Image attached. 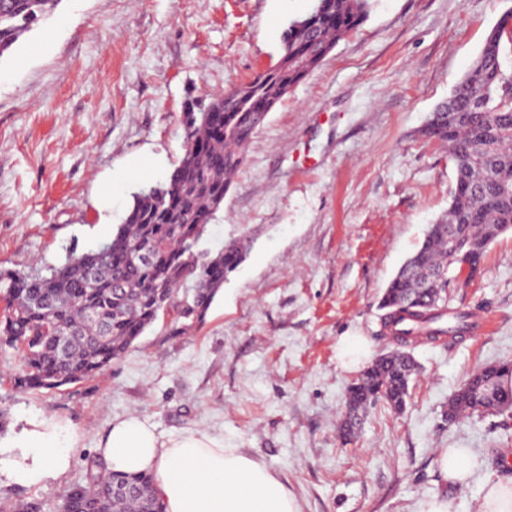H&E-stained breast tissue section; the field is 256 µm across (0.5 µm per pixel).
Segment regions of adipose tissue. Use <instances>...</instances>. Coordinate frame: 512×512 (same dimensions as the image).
Returning <instances> with one entry per match:
<instances>
[{
	"label": "adipose tissue",
	"instance_id": "obj_1",
	"mask_svg": "<svg viewBox=\"0 0 512 512\" xmlns=\"http://www.w3.org/2000/svg\"><path fill=\"white\" fill-rule=\"evenodd\" d=\"M31 464L18 476L35 481L67 462L57 426L32 431ZM98 452L107 469L150 474L165 512H299L286 484L263 462L202 429L162 437L138 416L112 421Z\"/></svg>",
	"mask_w": 512,
	"mask_h": 512
}]
</instances>
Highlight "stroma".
Wrapping results in <instances>:
<instances>
[{"mask_svg": "<svg viewBox=\"0 0 512 512\" xmlns=\"http://www.w3.org/2000/svg\"><path fill=\"white\" fill-rule=\"evenodd\" d=\"M313 0H61L41 29L0 59V271L48 275L111 240L145 185L183 154L181 113L274 66L288 24ZM512 0H373L367 21L289 90L246 159L202 245L248 232L253 248L204 322L159 319L94 379L38 393L15 382L18 352L0 343V500L60 512L85 484L87 459L115 418L139 416L168 437L207 430L262 461L300 512H416L448 495L476 512L503 475L512 417L448 423V399L475 369L512 362V232L467 287L449 280V309L484 332L413 346L422 367L403 413L371 407L357 436L337 424L357 370L342 337L371 355L395 349L378 300L423 232L448 209L455 171L418 134L472 64ZM152 168L139 175L135 161ZM123 177L112 207L97 195ZM61 424L69 466L39 483L10 464L26 435ZM475 465L444 482L438 451ZM368 356V349L364 340L359 336H345L341 339L337 357L342 365L356 367Z\"/></svg>", "mask_w": 512, "mask_h": 512, "instance_id": "stroma-1", "label": "stroma"}]
</instances>
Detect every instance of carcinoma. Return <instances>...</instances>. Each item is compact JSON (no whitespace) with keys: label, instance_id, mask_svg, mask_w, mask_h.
<instances>
[{"label":"carcinoma","instance_id":"obj_1","mask_svg":"<svg viewBox=\"0 0 512 512\" xmlns=\"http://www.w3.org/2000/svg\"><path fill=\"white\" fill-rule=\"evenodd\" d=\"M61 0H0V58L50 16ZM372 0H316L290 22L279 61L260 78L207 105L182 113L183 155L169 176L134 195L124 223L97 250L70 257L48 276L0 272V342L22 350L17 384L54 390L100 374L121 359L160 317L187 329L204 321L224 281L245 260L253 241L245 231L212 253L200 248L230 190L245 150L270 112L345 35L359 29ZM421 135L442 143L455 170L448 211L427 225L415 251L388 282L379 301L384 327L412 344L456 336L473 325L469 312L443 303L448 278V228L478 272L485 252L512 230V7L489 31L471 68L438 103ZM154 247L147 264L133 261ZM418 366L389 351L349 386L350 439L366 409L378 402L400 413ZM510 364L472 373L448 399V421L508 413L502 385ZM125 488L129 493L112 495ZM63 512H164L148 474L103 473L92 461L86 484L73 488Z\"/></svg>","mask_w":512,"mask_h":512}]
</instances>
